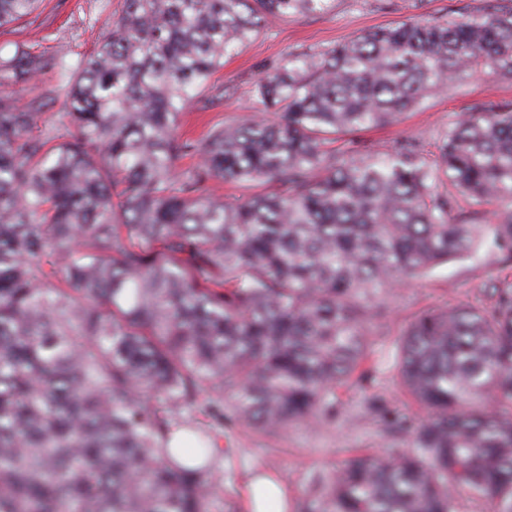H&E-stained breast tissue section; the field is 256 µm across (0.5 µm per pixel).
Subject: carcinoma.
<instances>
[{"instance_id": "carcinoma-1", "label": "carcinoma", "mask_w": 512, "mask_h": 512, "mask_svg": "<svg viewBox=\"0 0 512 512\" xmlns=\"http://www.w3.org/2000/svg\"><path fill=\"white\" fill-rule=\"evenodd\" d=\"M42 0H0V29ZM333 0H124L70 80L72 130L0 93V512H210L207 415L266 433L334 421L368 388L373 322L405 279L492 242L512 265V109L460 116L427 161L341 135L400 122L465 71L512 83V5L295 54L260 110L191 141L178 118L270 18ZM67 71L17 46L0 86ZM187 155L196 165L180 170ZM246 193L215 198L213 184ZM500 206L495 224L469 209ZM419 313L398 377L428 416L367 411L404 449L312 478L297 512H512V282ZM181 447H173V442Z\"/></svg>"}]
</instances>
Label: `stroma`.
<instances>
[{
    "label": "stroma",
    "instance_id": "35a3bbf8",
    "mask_svg": "<svg viewBox=\"0 0 512 512\" xmlns=\"http://www.w3.org/2000/svg\"><path fill=\"white\" fill-rule=\"evenodd\" d=\"M486 0H335L330 11L269 20L263 33L238 54L225 59L179 119L183 131L202 138L216 126L253 113L251 89L258 78L282 66L289 55L323 51L346 42L359 32L387 27L411 15L452 18L479 15ZM123 0H43L27 18L0 31V56H10L17 45L31 51L65 55L76 65L94 52L120 14ZM66 78L55 73L35 77L17 90L22 101H45L48 125L67 123L64 109ZM494 103L512 107V84L496 80L490 70L462 74L447 91L425 98L392 127L356 132L345 137L348 148L383 153L400 144L416 145L422 156L433 158L449 126L476 107ZM500 265L491 250L441 265L421 279H408L387 299L388 312L374 329L376 368L369 391L384 395L400 412L421 419L424 411L400 386L397 377L399 339L403 329L422 309L445 303L475 302L491 273ZM365 391L338 392L343 414L333 423H294L276 433L224 427L219 445L224 450V492L212 512L227 506L243 508V493L257 474L276 475L288 489V507L295 512L309 491V478L364 454L405 447L401 433L383 432L365 409Z\"/></svg>",
    "mask_w": 512,
    "mask_h": 512
}]
</instances>
